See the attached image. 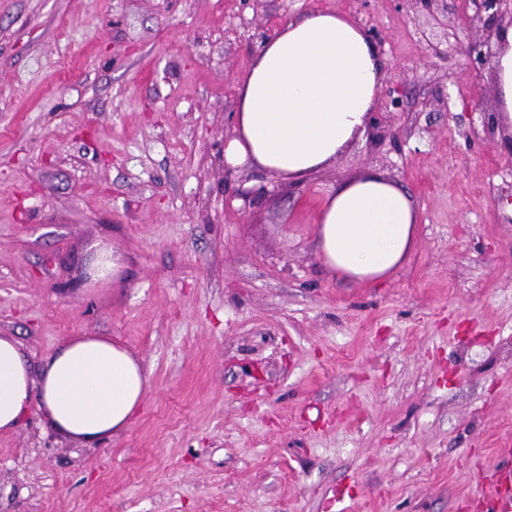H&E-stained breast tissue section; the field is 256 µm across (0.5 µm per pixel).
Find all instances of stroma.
<instances>
[{
	"label": "stroma",
	"instance_id": "obj_1",
	"mask_svg": "<svg viewBox=\"0 0 512 512\" xmlns=\"http://www.w3.org/2000/svg\"><path fill=\"white\" fill-rule=\"evenodd\" d=\"M311 9L383 62L373 135L306 184L224 167L239 78ZM478 29L427 0H0V334L33 371L71 336L151 370L128 428L0 433V512H481L512 445V138ZM369 170L417 244L376 285L315 248L313 199ZM101 248L121 275L93 281Z\"/></svg>",
	"mask_w": 512,
	"mask_h": 512
}]
</instances>
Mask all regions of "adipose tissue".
Here are the masks:
<instances>
[{
    "mask_svg": "<svg viewBox=\"0 0 512 512\" xmlns=\"http://www.w3.org/2000/svg\"><path fill=\"white\" fill-rule=\"evenodd\" d=\"M493 45L494 121L512 131V26ZM382 75L369 36L352 17L312 9L281 23L238 83L225 168L306 183L365 139ZM315 224L320 260L350 281L388 278L416 244L410 195L375 170L321 196ZM149 387L148 371L107 337L67 338L36 375L19 343L0 335V433L15 430L37 396L57 433L92 444L123 432Z\"/></svg>",
    "mask_w": 512,
    "mask_h": 512,
    "instance_id": "obj_1",
    "label": "adipose tissue"
}]
</instances>
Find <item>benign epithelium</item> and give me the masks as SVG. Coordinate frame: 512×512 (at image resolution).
<instances>
[{
  "label": "benign epithelium",
  "instance_id": "1",
  "mask_svg": "<svg viewBox=\"0 0 512 512\" xmlns=\"http://www.w3.org/2000/svg\"><path fill=\"white\" fill-rule=\"evenodd\" d=\"M442 8L462 15L468 22L481 24L482 35L463 45L470 68L479 72L492 64L491 40L505 25H512V0H429Z\"/></svg>",
  "mask_w": 512,
  "mask_h": 512
}]
</instances>
